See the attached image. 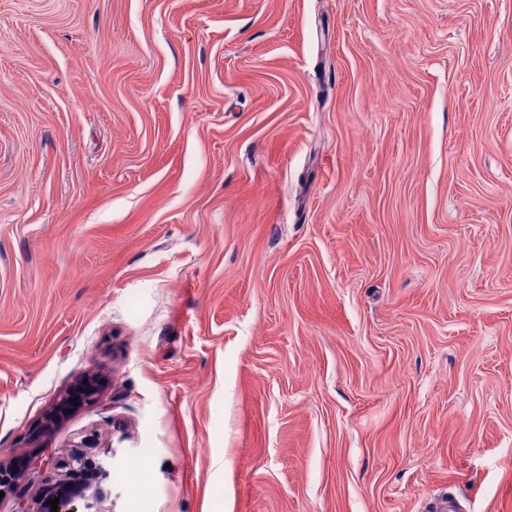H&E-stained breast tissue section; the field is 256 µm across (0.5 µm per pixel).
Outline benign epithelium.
I'll return each mask as SVG.
<instances>
[{
    "mask_svg": "<svg viewBox=\"0 0 512 512\" xmlns=\"http://www.w3.org/2000/svg\"><path fill=\"white\" fill-rule=\"evenodd\" d=\"M100 392L97 376L87 375L58 395L41 419L32 424L24 435L26 450L4 461L0 460V491L4 496L15 493L23 483L43 480V472L51 463L42 449L48 447L55 429L76 408L95 401ZM94 436L82 439L66 459L60 462L62 474L49 484L30 512H51L50 500L59 498L58 512H107L104 504L111 491L108 481L112 474V458L103 459L96 452Z\"/></svg>",
    "mask_w": 512,
    "mask_h": 512,
    "instance_id": "1",
    "label": "benign epithelium"
}]
</instances>
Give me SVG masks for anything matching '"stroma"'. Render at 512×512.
I'll return each mask as SVG.
<instances>
[{"instance_id":"obj_1","label":"stroma","mask_w":512,"mask_h":512,"mask_svg":"<svg viewBox=\"0 0 512 512\" xmlns=\"http://www.w3.org/2000/svg\"><path fill=\"white\" fill-rule=\"evenodd\" d=\"M90 373L109 512H512V0H0V457Z\"/></svg>"}]
</instances>
